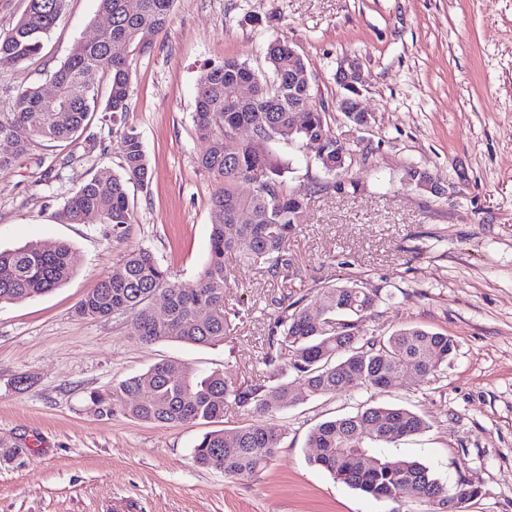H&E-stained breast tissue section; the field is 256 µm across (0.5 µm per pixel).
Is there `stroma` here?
Wrapping results in <instances>:
<instances>
[{"label": "stroma", "instance_id": "obj_1", "mask_svg": "<svg viewBox=\"0 0 512 512\" xmlns=\"http://www.w3.org/2000/svg\"><path fill=\"white\" fill-rule=\"evenodd\" d=\"M104 23L98 0H66L41 52L0 71V112L17 86L46 85L48 71ZM274 37L301 55L315 102L359 155L342 174L348 193L329 188L314 149L266 143L290 159L287 186L309 211L289 244L287 278L229 261L227 300L239 317L224 344H147L126 315L79 317L80 299L139 247L174 281H196L216 187L197 163L207 147L192 119L197 80L229 56L264 69ZM348 57L363 68L365 127L339 109L335 74ZM131 67L125 121L141 135L151 178L128 187L126 234L56 218L100 168L120 172L109 113L92 114L80 160H67L74 143L38 140L0 170V250L64 242L74 266L52 292L0 305V512H426L368 497L311 465V429L369 400L426 422L379 455L423 463L449 493L478 488L461 512H512V0H175L166 30ZM55 163L58 178L46 179ZM411 165L430 173L437 193L406 183ZM349 279L382 297L365 333L417 325L451 336L456 349L435 377L410 370L381 393L358 388L276 414L282 445L251 479L193 462L209 423L149 424L92 400L162 360L257 377L279 303L303 292L318 307L313 285Z\"/></svg>", "mask_w": 512, "mask_h": 512}]
</instances>
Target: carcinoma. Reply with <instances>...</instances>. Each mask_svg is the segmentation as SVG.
<instances>
[{
    "mask_svg": "<svg viewBox=\"0 0 512 512\" xmlns=\"http://www.w3.org/2000/svg\"><path fill=\"white\" fill-rule=\"evenodd\" d=\"M66 0H28L25 13L7 33H0V69H16L36 55L42 39L58 21ZM111 18L92 42H78L67 59L49 74L58 97L46 96L40 86L18 87L13 110L0 112V141L12 151L0 154V170L26 154L36 139L75 141L88 126L89 114L99 107V95L84 76L102 71L109 76L103 111L117 126L123 173L98 170L67 199L59 218L69 224H110L122 233L132 223L127 185L149 181V164L140 133L122 117L131 108V58L148 52L166 28L174 0H98ZM122 41L126 54L112 55V43ZM281 38L268 41L265 62L271 75L256 71L236 57L205 70L196 86L193 121L207 141L199 166L217 182L211 194L215 215L210 254L197 280L182 285L172 280L150 250L129 252L84 295L76 312L84 318L128 314L138 338L145 343L180 342L216 346L227 341L238 311L226 306V257L257 266L276 277L288 272V245L304 223L305 198L287 190L289 162L272 153L259 154L249 141L229 149L232 127L248 124L267 141L305 143L324 141L317 157L327 174L350 165L351 149L331 131L325 113L312 110L311 91L293 86L288 77L302 66ZM256 75L259 81L248 103L239 101L235 86ZM249 186L247 192L240 185ZM73 274L70 249L62 243H31L0 251V304L17 303L51 292ZM321 306L312 313L305 297L281 305L268 328L262 356L265 374L256 379L231 380L221 371L195 375L173 361H160L133 376L105 398L143 422L175 426L195 421L219 422L224 409L234 407L260 419L232 430L202 435L193 449L195 464L217 468L224 476L249 479L272 460L283 440L278 427L268 424L283 408L312 397L336 395L358 386L378 391L392 386L409 369L424 378L434 376L455 350L453 339L420 326H404L387 336H364L359 323L370 316L381 297L355 281L320 289ZM165 300L167 315L158 319L153 305ZM304 386L305 396L294 384ZM144 392L148 398L136 401ZM426 423L400 407L364 405L351 416L316 425L308 445L318 449L311 463L334 478L377 500L406 499L425 503L433 512L448 505V490L424 464L393 463L373 455L381 444L418 434Z\"/></svg>",
    "mask_w": 512,
    "mask_h": 512,
    "instance_id": "1",
    "label": "carcinoma"
}]
</instances>
